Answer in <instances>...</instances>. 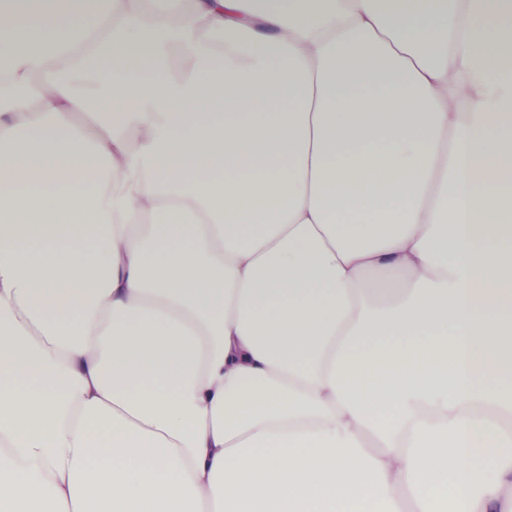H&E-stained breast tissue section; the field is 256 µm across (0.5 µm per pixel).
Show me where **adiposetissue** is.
Instances as JSON below:
<instances>
[{"mask_svg": "<svg viewBox=\"0 0 512 512\" xmlns=\"http://www.w3.org/2000/svg\"><path fill=\"white\" fill-rule=\"evenodd\" d=\"M0 512H512V0H0Z\"/></svg>", "mask_w": 512, "mask_h": 512, "instance_id": "ef3b65f1", "label": "adipose tissue"}]
</instances>
